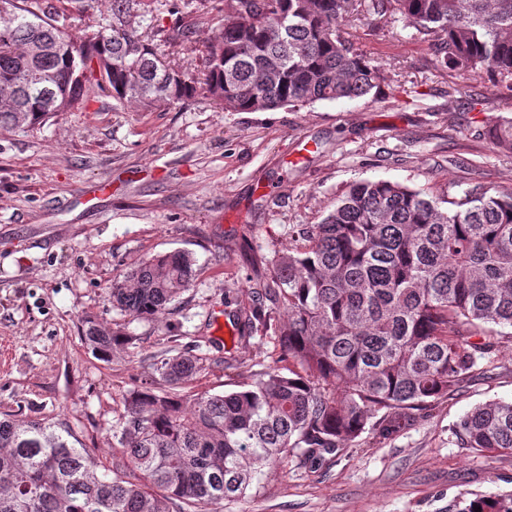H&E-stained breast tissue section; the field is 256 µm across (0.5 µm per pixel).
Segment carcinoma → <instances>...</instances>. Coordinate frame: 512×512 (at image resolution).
Returning a JSON list of instances; mask_svg holds the SVG:
<instances>
[{
	"label": "carcinoma",
	"mask_w": 512,
	"mask_h": 512,
	"mask_svg": "<svg viewBox=\"0 0 512 512\" xmlns=\"http://www.w3.org/2000/svg\"><path fill=\"white\" fill-rule=\"evenodd\" d=\"M18 2L0 0V127L37 129L104 90L144 109L203 95L226 111L265 112L367 96L387 80L346 37L358 0H219L221 38L203 69L183 71L132 26L140 0H109L110 28L84 37L55 24L50 0L32 19ZM367 8L433 35L448 70L512 91V0ZM493 135L512 153V121ZM447 204L389 181L352 184L240 308L247 333L279 348L274 365L234 390L189 398L179 385L203 358L185 350L154 360L169 389L126 395L110 474L55 425L0 416V512H224L281 463L324 461L367 431L386 438L460 391L480 360L512 342L503 332L512 328V191L478 184ZM194 274L191 253L157 254L113 281L112 307L153 317ZM81 335L103 361L136 340L91 315ZM458 433L467 448L512 455V401L475 406ZM477 507L512 512V498H478L463 512Z\"/></svg>",
	"instance_id": "carcinoma-1"
}]
</instances>
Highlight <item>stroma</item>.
Wrapping results in <instances>:
<instances>
[{
    "label": "stroma",
    "instance_id": "stroma-1",
    "mask_svg": "<svg viewBox=\"0 0 512 512\" xmlns=\"http://www.w3.org/2000/svg\"><path fill=\"white\" fill-rule=\"evenodd\" d=\"M53 3L70 33L112 23L107 0ZM134 24L154 32L173 68L202 65L224 29L217 0H140ZM178 24L193 44L177 43ZM348 36L402 86L397 98L227 112L203 96L145 110L102 92L40 129L0 128V412L65 428L111 467L127 392L163 388L149 357L196 348L204 368L181 384L186 396L231 390L272 364V344L234 332L240 292L270 282L293 231L320 223L353 183L440 199L471 182L512 189V153L489 138L512 121L511 91L449 78L428 36L392 12L365 13ZM176 250L193 254L195 277L164 312L137 320L113 309L114 280ZM86 315L137 336L136 354L94 357ZM219 321L232 334H215ZM479 369L391 438L367 432L326 461H288L224 512H463L480 496L511 497L512 456L462 447L454 428L476 405L512 400V343Z\"/></svg>",
    "mask_w": 512,
    "mask_h": 512
}]
</instances>
